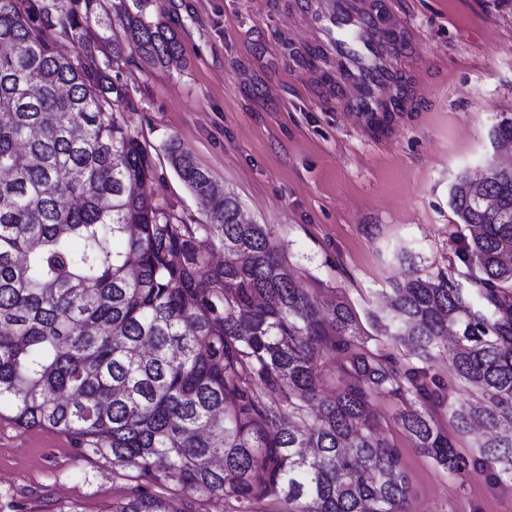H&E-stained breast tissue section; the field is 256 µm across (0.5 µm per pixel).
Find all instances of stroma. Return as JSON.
Segmentation results:
<instances>
[{"label":"stroma","instance_id":"obj_1","mask_svg":"<svg viewBox=\"0 0 512 512\" xmlns=\"http://www.w3.org/2000/svg\"><path fill=\"white\" fill-rule=\"evenodd\" d=\"M304 0H150L181 59L148 68L127 51L110 63L126 97L117 118L153 155L157 198L186 223L206 217L171 170L169 141L240 200L248 220L269 225L300 287L353 311L370 350L383 333L394 284L449 273L469 233L449 205L461 173L495 155L493 117L512 112V0H388L415 39L395 62L406 111L373 129L338 93L336 59L307 25ZM430 374L455 407L479 393L460 381L439 348ZM399 448L411 512H512V482L476 465L479 428L457 433L434 410L468 469L452 475L419 454L395 421L397 404L374 402ZM129 482L110 462L73 448L55 430L0 423V512H110Z\"/></svg>","mask_w":512,"mask_h":512}]
</instances>
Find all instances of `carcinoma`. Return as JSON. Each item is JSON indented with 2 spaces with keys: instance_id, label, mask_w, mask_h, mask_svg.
Wrapping results in <instances>:
<instances>
[{
  "instance_id": "obj_1",
  "label": "carcinoma",
  "mask_w": 512,
  "mask_h": 512,
  "mask_svg": "<svg viewBox=\"0 0 512 512\" xmlns=\"http://www.w3.org/2000/svg\"><path fill=\"white\" fill-rule=\"evenodd\" d=\"M98 0L57 17L37 0H0V421L45 427L130 482L111 512H408L400 452L374 399L413 402L397 421L450 473L467 463L429 415L448 405L492 437L479 461L512 481V162L456 177L449 202L474 228L458 241L455 281L414 276L393 288L391 339L419 362L443 337L457 376L480 393L458 410L426 368L367 352L351 309L299 287L266 224L177 142L170 167L209 220L188 224L145 192L156 166L112 111L125 97L96 50L61 57L42 28L76 40ZM118 13L148 67L176 61L179 40L146 15ZM512 141V113L489 131ZM224 263L211 261L214 249ZM481 300L473 310L463 283ZM342 383L326 390L336 355Z\"/></svg>"
}]
</instances>
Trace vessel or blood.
Segmentation results:
<instances>
[{
  "label": "vessel or blood",
  "mask_w": 512,
  "mask_h": 512,
  "mask_svg": "<svg viewBox=\"0 0 512 512\" xmlns=\"http://www.w3.org/2000/svg\"><path fill=\"white\" fill-rule=\"evenodd\" d=\"M304 7L336 57V83L349 94V111L366 120L384 106L401 111L391 95L401 79L392 57L406 38L391 23L386 0H306Z\"/></svg>",
  "instance_id": "vessel-or-blood-1"
}]
</instances>
